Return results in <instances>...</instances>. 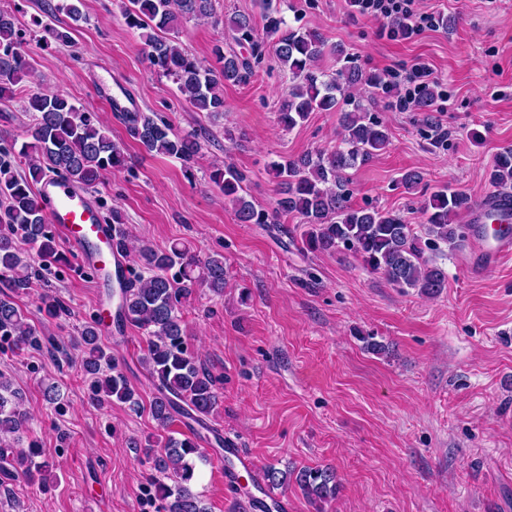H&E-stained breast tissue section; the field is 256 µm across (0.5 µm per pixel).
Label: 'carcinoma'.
<instances>
[{"instance_id": "1", "label": "carcinoma", "mask_w": 512, "mask_h": 512, "mask_svg": "<svg viewBox=\"0 0 512 512\" xmlns=\"http://www.w3.org/2000/svg\"><path fill=\"white\" fill-rule=\"evenodd\" d=\"M216 0H129L123 16L133 30H143L146 59L154 72L173 79L177 88L195 109L217 116L224 112V85H245L255 75V64L265 51V41L257 36L252 19L236 14L228 19L232 42L241 52L217 46L216 65L207 66L183 50L177 34L184 20L211 18ZM264 30L273 37L281 67L288 72V92L278 118L291 129L313 112H336L342 128L339 146L329 152L307 153L272 165L278 181L279 198L267 211L241 195L244 175L231 165L212 171L211 180L235 206L242 224H278L295 216L308 225L301 251L333 253L343 249L364 267L377 272L393 286L414 289L422 295H435L445 287V272L425 255L439 243L456 246L466 238V227L453 223L461 209L469 207L468 197L448 188L438 189L421 201L426 240L414 234L411 225L398 214L377 207L355 208L349 203L347 170L366 164L390 144L386 125L368 115L357 104L348 110L352 90L360 86L378 87L382 77L367 75L357 60L338 45L336 53L346 65L328 78L319 67L325 42L316 32H300L285 23L280 10L267 7ZM31 68L25 42L16 27L15 16L0 10V98L13 93V86ZM30 110L37 113L28 130L31 141L12 142L14 160L0 159V336H7L16 349L39 347L43 337L17 306L14 296L32 287L36 260H59L54 236L47 230V218L34 193V185L53 175L83 187L97 185L103 176L125 167L123 148L102 126L59 93H34ZM127 134L149 154H160L182 161L191 173L201 145L193 133H179L172 125L146 112H122ZM24 167L18 173L16 167ZM493 197L512 200V147L498 152L487 170ZM423 182L417 170L404 172L399 185L414 194ZM22 237L37 247L36 255L15 245ZM138 260L145 272L130 274L129 285L119 290L121 320L144 332L147 337L143 362L155 382L157 394L150 409L158 426L168 432L163 446L145 448L151 469L150 489L163 502L165 512H205L201 500L190 488L196 462H208L196 437L177 438L170 430L179 416L197 421L212 415L220 403L217 378L202 367L187 345V331L181 315L182 304L195 288L205 286L215 294L226 282L224 258H199L183 242L165 249L141 246ZM82 367L94 376L97 387L92 400L120 402L134 409L139 399L119 369L116 359L106 353L96 325L81 332ZM16 392L0 374V459L14 458L10 477L32 479V469L49 467L37 463L40 452H15L5 437L22 430L26 415L16 402ZM264 482L271 489L294 482L314 504L336 496L333 468L306 467L299 471L269 466Z\"/></svg>"}]
</instances>
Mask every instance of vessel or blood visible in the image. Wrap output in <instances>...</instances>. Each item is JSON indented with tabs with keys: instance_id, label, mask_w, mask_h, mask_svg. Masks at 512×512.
Masks as SVG:
<instances>
[{
	"instance_id": "vessel-or-blood-1",
	"label": "vessel or blood",
	"mask_w": 512,
	"mask_h": 512,
	"mask_svg": "<svg viewBox=\"0 0 512 512\" xmlns=\"http://www.w3.org/2000/svg\"><path fill=\"white\" fill-rule=\"evenodd\" d=\"M37 192L57 236L75 251L80 265L94 274L100 300L98 326L102 333H111L117 324L112 316V290L119 280L128 275L127 266L112 249L111 224L92 201L90 193L59 177L44 178ZM490 213L504 221L512 215V209L487 203L465 212V220L470 224L473 236L484 242L483 255L479 260L483 267L512 255V235L502 233L493 243H485L484 224ZM224 456L228 461L224 485L232 489L238 484L240 471H253L254 462L244 449L233 442L225 448ZM248 505L251 512H291L292 509L287 498L268 492L261 485L257 486L255 495L249 497Z\"/></svg>"
}]
</instances>
